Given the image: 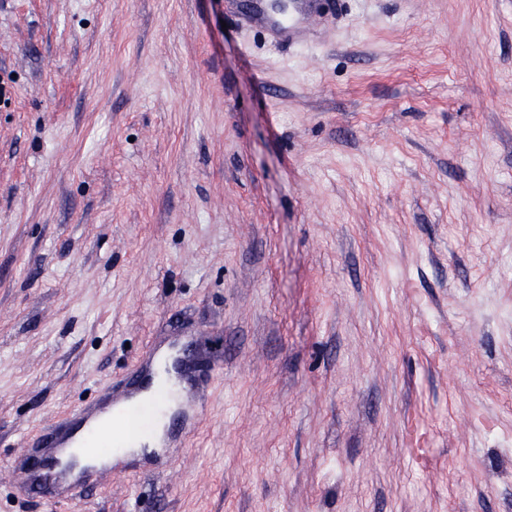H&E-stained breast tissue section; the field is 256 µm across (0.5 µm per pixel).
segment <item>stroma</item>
<instances>
[{"label": "stroma", "mask_w": 512, "mask_h": 512, "mask_svg": "<svg viewBox=\"0 0 512 512\" xmlns=\"http://www.w3.org/2000/svg\"><path fill=\"white\" fill-rule=\"evenodd\" d=\"M0 0V512H512V0ZM194 431L11 455L181 341ZM314 2L315 0H297L296 17L270 14L258 4L250 14L249 19L268 30L276 40L288 38V41H296L304 35V23L312 12ZM103 409L86 408L80 412L74 422H67L57 429L54 436L28 443L17 452L15 456L14 471L17 473L24 487L39 488L42 493L53 498H71L77 489L84 487L87 476L73 477V469L64 463L67 456H71L78 444L86 443L91 439L107 438L110 440L109 448H102L105 455L117 453L121 448H112L110 430L98 424ZM30 448H44L33 451Z\"/></svg>", "instance_id": "stroma-1"}]
</instances>
